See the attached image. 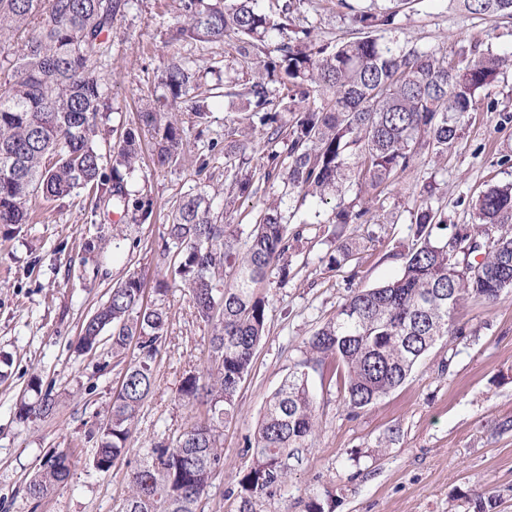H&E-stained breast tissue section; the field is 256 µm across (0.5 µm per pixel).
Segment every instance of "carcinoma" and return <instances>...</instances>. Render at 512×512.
<instances>
[{
  "instance_id": "cac0c4a2",
  "label": "carcinoma",
  "mask_w": 512,
  "mask_h": 512,
  "mask_svg": "<svg viewBox=\"0 0 512 512\" xmlns=\"http://www.w3.org/2000/svg\"><path fill=\"white\" fill-rule=\"evenodd\" d=\"M183 23L172 40L219 42L236 35V49L256 57L249 87L239 96L262 113L266 162L249 168L255 144L251 134L224 149L238 160L227 170L229 193L256 195L279 179V201L254 216L245 246L241 229L212 213L204 195L183 199L166 234L176 247L171 279L153 288L145 301L143 278L129 274L112 288L82 324L76 352L86 354L109 342L106 356L122 367L103 418L87 431L95 443L89 465L107 473L131 445L133 428L155 385L156 360L169 333L166 302L175 286L188 294L195 317L210 327L206 366L190 370L178 399L195 410L194 421L176 438L148 448L128 472V494L121 512H204L203 500L224 464L223 427L237 415V396L252 371L265 336L267 300L259 288L272 271L288 280V253L305 227L289 229L282 204L342 194L365 183L387 187L415 160L418 146L444 153L460 137L476 98L497 80L512 52L472 50L457 62L435 51L403 49L384 34L397 29L408 0L371 2L347 10L355 37L317 43L311 31L292 28V15L304 0H282L268 14L257 0H178ZM472 15L512 18V0H452ZM124 0H0V224L29 221L27 203L66 197L87 189L95 203H128L122 170L140 159L139 135L128 131L112 159V176L102 175V155L94 137L110 110L99 61L105 37ZM275 55L261 57L258 43L273 36ZM171 104L190 103L199 123L208 119L206 99L196 94L195 74L172 58L162 79ZM286 101L291 114L282 122L265 111L272 98ZM141 123L157 143V162L176 159L180 129L166 113L147 107ZM283 145L277 150V145ZM370 209L340 205L331 224H366ZM448 217L430 205L415 214L417 242L403 273L386 284L354 292L336 317L304 342L302 357L266 400L254 437L253 458L239 481L240 509L288 484L289 461L316 431L309 370L340 367L345 402L363 409L400 387L428 349L455 334L458 307L466 300L497 302L512 292V184L481 192L474 204V234L445 243L430 239L428 228ZM33 400H20L22 422L48 421L57 413L53 390L34 375ZM74 465L64 448L46 453L23 487L40 502L67 487Z\"/></svg>"
}]
</instances>
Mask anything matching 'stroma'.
Here are the masks:
<instances>
[{
  "mask_svg": "<svg viewBox=\"0 0 512 512\" xmlns=\"http://www.w3.org/2000/svg\"><path fill=\"white\" fill-rule=\"evenodd\" d=\"M337 0H306L296 26L310 28L317 41L348 40L352 29L340 17ZM181 21L177 0H128L106 39L102 72L108 79V132L98 139L103 175H111L113 146L138 113L156 103L161 76L171 57L192 66L210 114L199 123L190 104L170 109L182 131L176 162L154 163V139L142 133V160L125 177L131 198L150 200L151 223L113 205L94 207L85 192L57 201L32 203L33 219L21 226L0 225V355L10 356L11 375L0 381V512H120L127 496L126 472L145 448L174 437L191 423L177 397L185 371L203 367L209 327L196 319L179 289L167 305L169 338L155 365V387L137 423L125 459L109 473L88 466L94 446L85 435L110 401L120 374L95 371L96 357L75 352L85 318L110 289L138 272L146 288L166 273L165 226L180 199L208 196L215 211L249 227L256 210L281 194L280 181L257 195L228 200L224 146L240 139L251 115L226 84L247 87L254 64L234 50L235 40L170 44ZM399 46L437 50L460 59L478 44L512 50V19L466 15L450 0H414L395 34ZM512 182V65L505 67L490 97L478 98L462 134L448 153L423 147L413 163L383 192L363 188L361 198L374 217L350 224L345 241L355 243L351 261L330 268L329 243L318 219L331 207L316 198L297 204L291 225H306L290 257L287 280L269 274L267 331L253 369L238 397V414L223 429L224 465L216 474L204 512H240L238 480L252 460L254 438L266 398L300 359L313 332L334 318L357 290L384 285L401 275L415 241L413 215L423 199L447 216L435 226L446 240L472 231L479 193ZM126 235L112 245V227ZM459 333L435 342L403 385L373 404L351 411L338 383L313 371L309 386L316 400L317 431L294 463L284 491L257 499L253 512H305L309 499H333L335 512H476L478 500L492 498L488 512H512V293L494 304L464 303L455 314ZM60 394L55 418L19 422L15 404L32 374ZM75 455L67 488L33 505L17 489L50 449Z\"/></svg>",
  "mask_w": 512,
  "mask_h": 512,
  "instance_id": "obj_1",
  "label": "stroma"
}]
</instances>
